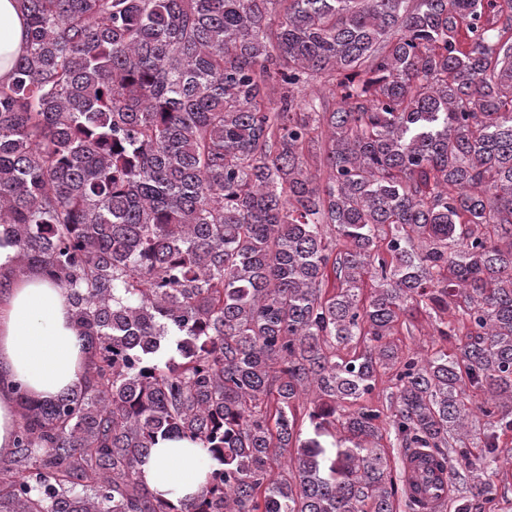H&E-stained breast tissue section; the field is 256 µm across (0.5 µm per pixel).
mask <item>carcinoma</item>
<instances>
[{"instance_id": "obj_1", "label": "carcinoma", "mask_w": 512, "mask_h": 512, "mask_svg": "<svg viewBox=\"0 0 512 512\" xmlns=\"http://www.w3.org/2000/svg\"><path fill=\"white\" fill-rule=\"evenodd\" d=\"M17 2L0 225L87 372L15 387L0 512H418L386 428L475 478L441 507L505 497L480 475L512 459V0ZM315 74L331 109L297 100ZM419 311L425 359L390 339ZM172 438L206 460L178 508L140 479Z\"/></svg>"}]
</instances>
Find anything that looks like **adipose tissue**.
I'll use <instances>...</instances> for the list:
<instances>
[{"instance_id": "1", "label": "adipose tissue", "mask_w": 512, "mask_h": 512, "mask_svg": "<svg viewBox=\"0 0 512 512\" xmlns=\"http://www.w3.org/2000/svg\"><path fill=\"white\" fill-rule=\"evenodd\" d=\"M16 0H0V79L7 78L26 42ZM85 353L65 292L40 270L11 280L0 294V450L17 429L15 384L42 401L77 385ZM204 452L189 441H163L140 468L146 486L171 502L196 493L205 480Z\"/></svg>"}]
</instances>
